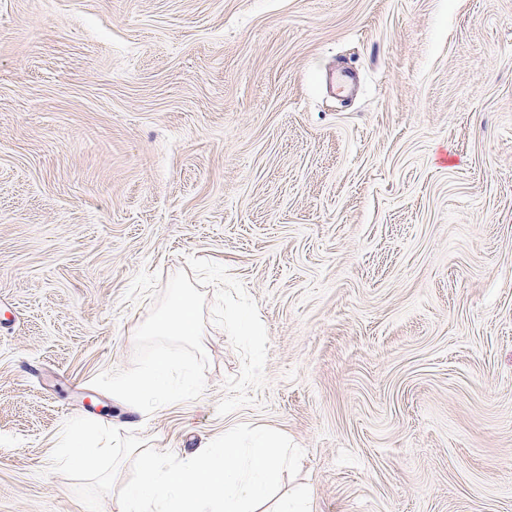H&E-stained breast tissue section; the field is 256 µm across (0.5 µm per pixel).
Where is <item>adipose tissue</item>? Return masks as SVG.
Here are the masks:
<instances>
[{
  "label": "adipose tissue",
  "instance_id": "ef3b65f1",
  "mask_svg": "<svg viewBox=\"0 0 512 512\" xmlns=\"http://www.w3.org/2000/svg\"><path fill=\"white\" fill-rule=\"evenodd\" d=\"M150 336L191 338L201 333L199 305L192 291L179 290L171 304L159 314L146 330ZM112 393L119 401L139 410L156 409L170 399L192 395L190 385L174 386L168 380V363L157 359L143 366L137 373H115Z\"/></svg>",
  "mask_w": 512,
  "mask_h": 512
}]
</instances>
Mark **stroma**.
<instances>
[{"mask_svg": "<svg viewBox=\"0 0 512 512\" xmlns=\"http://www.w3.org/2000/svg\"><path fill=\"white\" fill-rule=\"evenodd\" d=\"M179 288L201 336L134 335ZM160 355L194 397L113 400ZM75 416L278 429L316 512H512V0H0V512H86Z\"/></svg>", "mask_w": 512, "mask_h": 512, "instance_id": "35a3bbf8", "label": "stroma"}]
</instances>
